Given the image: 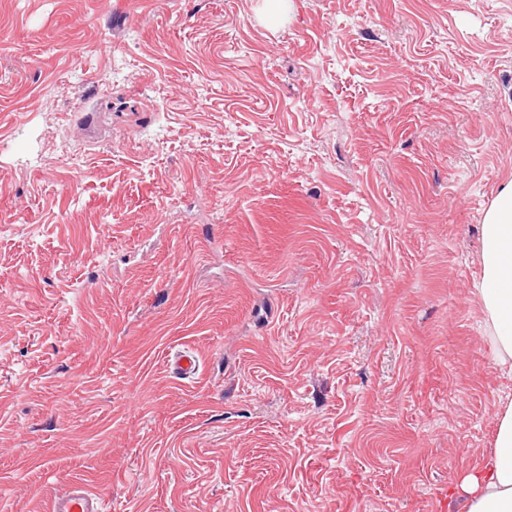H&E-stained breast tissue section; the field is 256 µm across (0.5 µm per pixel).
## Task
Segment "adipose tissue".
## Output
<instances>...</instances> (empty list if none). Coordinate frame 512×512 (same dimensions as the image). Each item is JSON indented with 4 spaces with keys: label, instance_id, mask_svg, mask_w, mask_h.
Wrapping results in <instances>:
<instances>
[{
    "label": "adipose tissue",
    "instance_id": "obj_1",
    "mask_svg": "<svg viewBox=\"0 0 512 512\" xmlns=\"http://www.w3.org/2000/svg\"><path fill=\"white\" fill-rule=\"evenodd\" d=\"M477 293L501 376L509 391L498 413L489 461L458 482L464 512H512V182L486 210Z\"/></svg>",
    "mask_w": 512,
    "mask_h": 512
}]
</instances>
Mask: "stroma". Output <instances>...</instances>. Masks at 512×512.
<instances>
[{
  "mask_svg": "<svg viewBox=\"0 0 512 512\" xmlns=\"http://www.w3.org/2000/svg\"><path fill=\"white\" fill-rule=\"evenodd\" d=\"M270 7L0 0V512H461L512 0ZM173 373L181 379H192L198 373L199 364L192 351L178 353L172 362ZM49 512H105L100 495L92 493L84 484L74 483L56 495L49 504Z\"/></svg>",
  "mask_w": 512,
  "mask_h": 512,
  "instance_id": "35a3bbf8",
  "label": "stroma"
}]
</instances>
